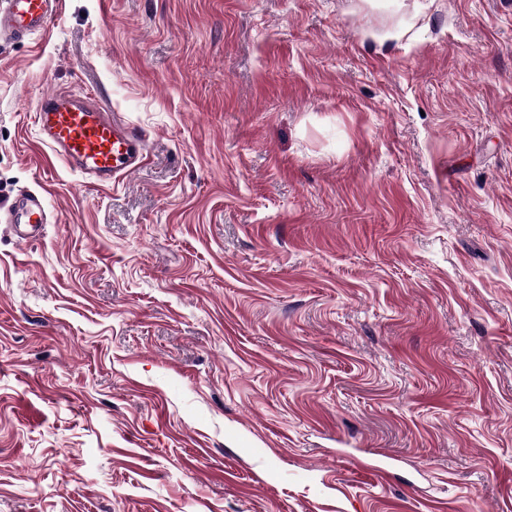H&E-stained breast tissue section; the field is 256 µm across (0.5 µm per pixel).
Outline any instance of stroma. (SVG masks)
Returning <instances> with one entry per match:
<instances>
[{
  "label": "stroma",
  "mask_w": 512,
  "mask_h": 512,
  "mask_svg": "<svg viewBox=\"0 0 512 512\" xmlns=\"http://www.w3.org/2000/svg\"><path fill=\"white\" fill-rule=\"evenodd\" d=\"M57 89L146 164L39 146ZM42 189L0 512H512V0H63L0 46V208ZM34 121L39 145L99 185L133 173L146 158L145 135L112 118L97 95L50 92L41 98Z\"/></svg>",
  "instance_id": "35a3bbf8"
}]
</instances>
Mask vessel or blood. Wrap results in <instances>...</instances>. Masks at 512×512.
<instances>
[{
  "label": "vessel or blood",
  "instance_id": "vessel-or-blood-1",
  "mask_svg": "<svg viewBox=\"0 0 512 512\" xmlns=\"http://www.w3.org/2000/svg\"><path fill=\"white\" fill-rule=\"evenodd\" d=\"M62 0H0V42L10 43L46 32L60 15ZM39 145L68 167L100 185H110L137 170L146 158V138L138 129L117 122L97 95L53 91L35 112ZM50 212L40 192L18 196L0 214L14 227L18 241L37 239Z\"/></svg>",
  "mask_w": 512,
  "mask_h": 512
}]
</instances>
